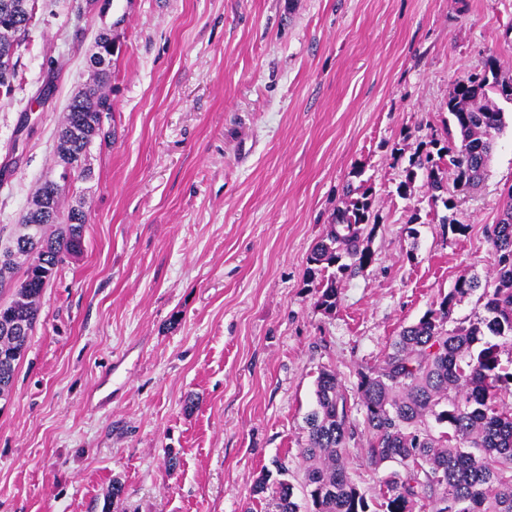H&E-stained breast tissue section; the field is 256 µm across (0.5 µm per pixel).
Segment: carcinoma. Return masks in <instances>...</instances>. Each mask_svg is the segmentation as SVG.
<instances>
[{
  "mask_svg": "<svg viewBox=\"0 0 512 512\" xmlns=\"http://www.w3.org/2000/svg\"><path fill=\"white\" fill-rule=\"evenodd\" d=\"M34 0H0V64L13 60L33 17ZM89 78L71 97L57 129L56 165L60 179L43 181L14 232L3 236L8 252L0 271V400L10 398L15 372L35 329L40 299L58 266L72 255L88 221L85 204L64 208L76 180L92 176L87 164L93 142L104 139L103 115H112L104 91L112 66L88 67ZM512 102V76L498 60L487 59L479 72L454 80L446 103L448 140L412 161L403 196L422 171L431 200L448 211L454 196H443L448 177L458 191H473L484 181L496 139L505 127L495 99ZM376 228L371 188L346 187L321 239L307 258V285L317 306L336 309L338 284L352 268L373 262ZM496 265L480 282L461 275L453 288L411 325L404 326L380 363L358 372L356 395L374 469L390 468L371 499L360 493L344 457L358 431L336 373L323 369L315 380V404L305 416L306 439L299 449L304 465L306 512H512V410L501 395L512 392V360L502 363L504 345L512 346V187L489 235ZM481 291L485 315L473 321L453 318L455 307ZM494 336L501 344L483 342ZM434 421L443 427L435 433ZM267 474L256 492L271 491L275 512H300L294 486Z\"/></svg>",
  "mask_w": 512,
  "mask_h": 512,
  "instance_id": "obj_1",
  "label": "carcinoma"
}]
</instances>
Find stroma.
Returning <instances> with one entry per match:
<instances>
[{
    "label": "stroma",
    "mask_w": 512,
    "mask_h": 512,
    "mask_svg": "<svg viewBox=\"0 0 512 512\" xmlns=\"http://www.w3.org/2000/svg\"><path fill=\"white\" fill-rule=\"evenodd\" d=\"M109 27L115 137L65 198L88 207L83 250L0 407V512H274L253 488L277 462L300 485L318 372L354 395L402 326L493 269L512 103L484 183L456 195L466 235L424 178L398 186L446 138L455 79L492 56L512 74V0H37L0 96L5 232L58 179L57 126ZM363 180L374 261L327 313L307 256Z\"/></svg>",
    "instance_id": "obj_1"
}]
</instances>
